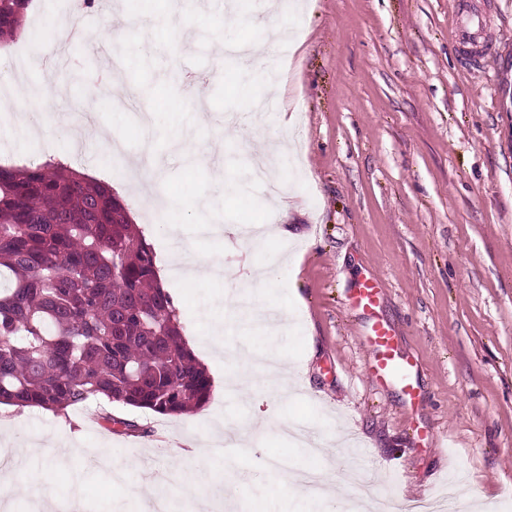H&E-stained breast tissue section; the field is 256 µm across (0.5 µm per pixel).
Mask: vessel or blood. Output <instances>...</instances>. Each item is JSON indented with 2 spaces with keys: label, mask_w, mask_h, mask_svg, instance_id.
<instances>
[{
  "label": "vessel or blood",
  "mask_w": 512,
  "mask_h": 512,
  "mask_svg": "<svg viewBox=\"0 0 512 512\" xmlns=\"http://www.w3.org/2000/svg\"><path fill=\"white\" fill-rule=\"evenodd\" d=\"M484 19L476 13L459 15L456 34L459 41L467 43L477 39ZM382 285L374 278L366 279L354 292V303L370 317L366 341L374 350V359L370 366L372 378L379 384L398 383L403 386L407 396H414L412 375L414 363L411 357L400 355L399 339L396 331L375 315L380 303Z\"/></svg>",
  "instance_id": "b4317fda"
}]
</instances>
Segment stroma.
<instances>
[{"label":"stroma","instance_id":"35a3bbf8","mask_svg":"<svg viewBox=\"0 0 512 512\" xmlns=\"http://www.w3.org/2000/svg\"><path fill=\"white\" fill-rule=\"evenodd\" d=\"M59 2L36 0L43 30L24 19L40 54L56 50L62 60L56 77L66 94L47 116L50 150L18 149L0 137V154L18 166L65 157L126 190L158 268L168 264L174 225L191 245L223 250V277L171 276L164 285L198 360L231 383L176 417L97 402L29 412L21 432L0 433V469L15 483L0 489V512H32L47 490L60 498L77 490L87 512H115L112 468L129 460L145 467L128 472L129 482L162 477V492L191 512L194 501L168 477L171 461L181 442L218 426L225 439L209 450L204 496L223 499L233 484L235 512H278L283 504L311 512L305 489L290 482L272 500L280 482L274 460L283 456L298 467L335 469L333 512H353L360 491L345 476L355 466L377 496L403 506L452 491L482 512H512V0H204L189 13L183 42L166 38L158 0H121L114 15L88 9L78 19L84 41L64 48L58 38L68 17ZM145 9L148 27L102 41ZM461 12L484 16L480 41L495 49L480 62L465 60L458 46ZM244 35L270 47L277 70L218 53ZM116 52L122 83L107 93L100 74ZM241 87L252 91L254 111H240ZM125 89L128 111L153 114L149 131L113 123L105 103ZM201 98L210 119L197 138L212 154L209 168L196 170L168 137ZM78 100L100 108L106 138L135 150L151 138L163 166L158 192L205 198V212L192 219L149 208L117 173L128 158L96 139L74 149L63 120ZM198 222L223 226L224 237L201 235ZM280 223L287 235L271 231L257 243L237 235L245 224ZM263 266L274 269L275 285L253 280ZM369 277L383 287L379 317L396 330L401 354L416 360L415 401L370 375L369 319L352 300ZM244 283L279 316L280 335H257L227 312L214 338L209 299ZM266 344L295 369L291 398L259 386L246 396L233 383L248 369L240 353ZM103 408L132 428L102 426ZM286 421L325 454L291 445ZM48 440L51 454L25 456Z\"/></svg>","mask_w":512,"mask_h":512}]
</instances>
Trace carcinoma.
<instances>
[{"instance_id": "cac0c4a2", "label": "carcinoma", "mask_w": 512, "mask_h": 512, "mask_svg": "<svg viewBox=\"0 0 512 512\" xmlns=\"http://www.w3.org/2000/svg\"><path fill=\"white\" fill-rule=\"evenodd\" d=\"M29 2L0 0V37L14 35ZM157 272L108 185L60 161L0 166V404L62 412L108 401L162 416L202 407L211 378Z\"/></svg>"}]
</instances>
